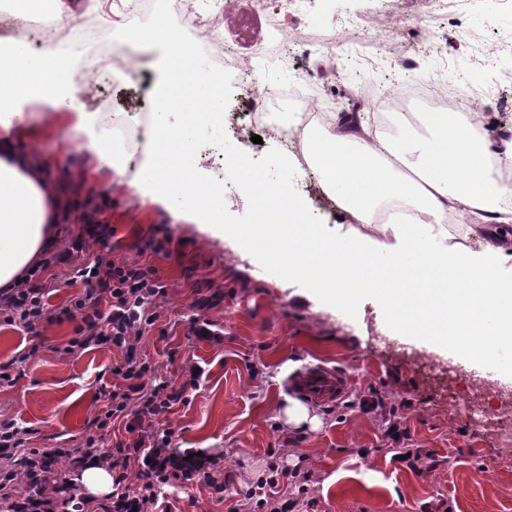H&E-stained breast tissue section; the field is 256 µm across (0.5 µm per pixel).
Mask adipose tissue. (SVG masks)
<instances>
[{
    "instance_id": "obj_1",
    "label": "adipose tissue",
    "mask_w": 512,
    "mask_h": 512,
    "mask_svg": "<svg viewBox=\"0 0 512 512\" xmlns=\"http://www.w3.org/2000/svg\"><path fill=\"white\" fill-rule=\"evenodd\" d=\"M133 0H53L55 21L93 14L122 34L132 51L128 80L144 66L158 71L148 89L154 104L142 129L146 148L127 152L117 134L130 113L88 111L69 77V59L35 51L28 42L0 41V288L12 287L55 248V228L74 219L62 179L49 158L23 147L19 132L36 121L69 123L96 171L110 175L142 204L163 208L177 224L239 239L254 254L280 262L286 279L301 281L336 306L369 293L417 347L476 360L479 376L497 345L512 342V184L494 178L512 165V134L485 130L477 112H357L317 127L305 138L309 172L348 230L330 234L312 223L301 200L271 184L243 155V190L254 223L225 227L216 204L224 187L203 174L195 151L201 122L223 111L221 93L196 112L178 100L204 84V71L180 35L163 22L143 29ZM158 47L143 63L144 47ZM41 112H34V105ZM390 211L397 222H380ZM465 240L453 242L450 223Z\"/></svg>"
}]
</instances>
